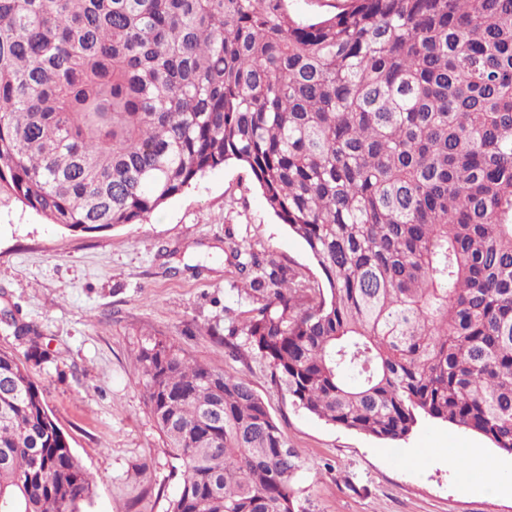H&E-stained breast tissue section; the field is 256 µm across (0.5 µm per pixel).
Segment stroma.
Instances as JSON below:
<instances>
[{"label": "stroma", "mask_w": 512, "mask_h": 512, "mask_svg": "<svg viewBox=\"0 0 512 512\" xmlns=\"http://www.w3.org/2000/svg\"><path fill=\"white\" fill-rule=\"evenodd\" d=\"M236 243L312 283L325 278L281 224L248 172L207 171L140 224L73 232L0 186V348L29 353L36 328L46 362L31 365L47 411L93 476L84 512H167L184 465L144 400L136 351L167 340L192 359L248 380L303 462L305 512H512V456L479 434L426 418L400 441L326 423L293 405L256 352L224 345V322L248 309L249 281L229 265ZM491 472L463 466L470 451ZM496 483L498 494H474Z\"/></svg>", "instance_id": "35a3bbf8"}]
</instances>
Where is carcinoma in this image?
Listing matches in <instances>:
<instances>
[{"label":"carcinoma","mask_w":512,"mask_h":512,"mask_svg":"<svg viewBox=\"0 0 512 512\" xmlns=\"http://www.w3.org/2000/svg\"><path fill=\"white\" fill-rule=\"evenodd\" d=\"M230 161L329 294L228 245L224 326L292 403L405 439L422 416L512 456V0H0V184L65 229L146 221ZM168 512H301L302 460L249 382L150 339ZM93 477L0 349V498L81 512ZM346 4V0H288V11L297 21H309L337 13Z\"/></svg>","instance_id":"carcinoma-1"}]
</instances>
